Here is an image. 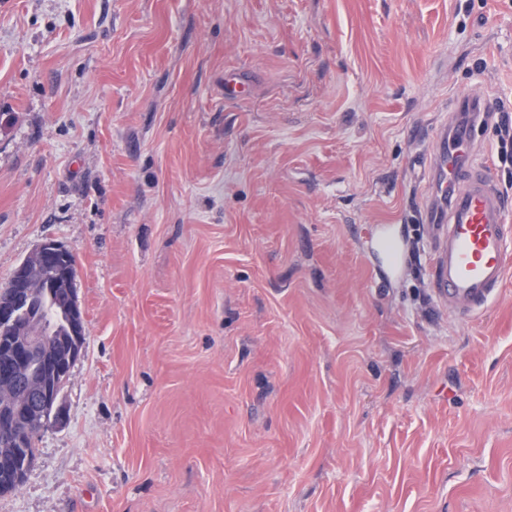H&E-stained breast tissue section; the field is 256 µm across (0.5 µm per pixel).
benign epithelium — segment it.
Returning a JSON list of instances; mask_svg holds the SVG:
<instances>
[{
	"instance_id": "benign-epithelium-1",
	"label": "benign epithelium",
	"mask_w": 512,
	"mask_h": 512,
	"mask_svg": "<svg viewBox=\"0 0 512 512\" xmlns=\"http://www.w3.org/2000/svg\"><path fill=\"white\" fill-rule=\"evenodd\" d=\"M69 251L48 241L37 247L0 288V462L11 467L20 486L34 457L27 450L45 424L59 426L60 380L69 376L82 352L83 316L70 267L60 264ZM56 297L69 312L70 335H53L43 319V294Z\"/></svg>"
}]
</instances>
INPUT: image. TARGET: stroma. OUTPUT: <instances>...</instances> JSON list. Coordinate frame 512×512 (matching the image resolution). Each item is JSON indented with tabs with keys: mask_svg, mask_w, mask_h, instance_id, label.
I'll return each mask as SVG.
<instances>
[{
	"mask_svg": "<svg viewBox=\"0 0 512 512\" xmlns=\"http://www.w3.org/2000/svg\"><path fill=\"white\" fill-rule=\"evenodd\" d=\"M467 96L512 0H0V285L71 251L85 336L0 512H512V272L454 319L420 218Z\"/></svg>",
	"mask_w": 512,
	"mask_h": 512,
	"instance_id": "stroma-1",
	"label": "stroma"
}]
</instances>
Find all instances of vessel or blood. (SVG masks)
Segmentation results:
<instances>
[{
    "label": "vessel or blood",
    "mask_w": 512,
    "mask_h": 512,
    "mask_svg": "<svg viewBox=\"0 0 512 512\" xmlns=\"http://www.w3.org/2000/svg\"><path fill=\"white\" fill-rule=\"evenodd\" d=\"M488 121L477 112L437 127L427 171L431 200L422 221L432 243V294L461 320L489 307L512 264V202L486 165L471 162L475 131Z\"/></svg>",
    "instance_id": "obj_1"
}]
</instances>
